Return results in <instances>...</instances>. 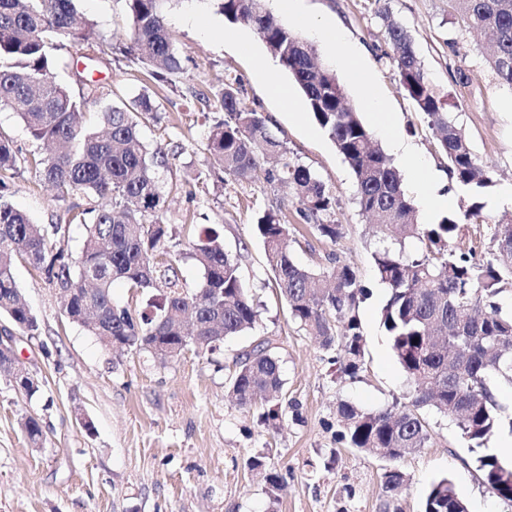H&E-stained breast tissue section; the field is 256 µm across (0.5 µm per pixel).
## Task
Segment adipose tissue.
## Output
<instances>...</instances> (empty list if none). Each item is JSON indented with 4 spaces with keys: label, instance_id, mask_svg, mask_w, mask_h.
Listing matches in <instances>:
<instances>
[{
    "label": "adipose tissue",
    "instance_id": "ef3b65f1",
    "mask_svg": "<svg viewBox=\"0 0 512 512\" xmlns=\"http://www.w3.org/2000/svg\"><path fill=\"white\" fill-rule=\"evenodd\" d=\"M313 32L328 52L340 53L343 66L349 78L356 86L364 90L363 100L367 111L372 115L376 126L390 138L395 152L407 164L413 184L426 186L427 191L423 202L425 213L429 214L441 208L446 202L445 196L438 194L436 189L432 188V173L427 166L418 160L414 147L397 138L395 125L389 113L383 108L371 84L367 69L363 66L356 53L345 52L344 46L347 38L344 32L338 27L324 23L314 25Z\"/></svg>",
    "mask_w": 512,
    "mask_h": 512
}]
</instances>
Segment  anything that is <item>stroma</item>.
<instances>
[{
  "label": "stroma",
  "instance_id": "obj_1",
  "mask_svg": "<svg viewBox=\"0 0 512 512\" xmlns=\"http://www.w3.org/2000/svg\"><path fill=\"white\" fill-rule=\"evenodd\" d=\"M197 4L201 23L196 27L182 21L185 0L166 11L184 60L178 91L147 86L142 73L118 65L112 54L68 38L60 39L52 56L59 78L75 94L86 91L78 77L83 70L111 87L117 103L149 91L159 119L141 124L142 140L179 150L172 171L161 172L160 181L165 188L174 182L180 186L170 195L166 214L180 239L160 248L174 261L182 285L195 287L202 272L188 257L187 244L202 226L215 227L225 251L238 260L258 306V321L215 351L189 349L164 363L145 351H113L66 316L44 272L16 260L15 278L40 330L33 338L17 335L15 353L40 390L27 397L0 374V512H266L265 480L247 466L259 453L267 471L284 478L280 512H379L386 461L337 443L336 407L343 400L366 408L386 406L406 394L408 382L381 322L388 290L374 272L375 241L355 203L354 176L307 106L288 111L268 92L262 73L289 87L294 81L259 34L223 21L216 0ZM269 6L306 39L312 21L344 30L361 51L384 109L435 172V186L447 194L448 209L455 212L462 194L448 161L387 56V23L400 24L411 35L432 85L455 105L473 153L493 175L485 196L487 224L465 226L454 248L468 249L476 234H488L491 222L512 218V206L500 201L512 187V89L500 85L483 39L463 25L451 0H297L291 15L282 12L278 0ZM75 7L96 22L105 43H129L124 0H75ZM213 19L219 28H210ZM228 76L242 83L241 107L266 115L270 134L335 195L336 221L343 226L337 241L320 237L298 215L288 188L229 177L216 187L197 184L198 171L208 165V128L221 118L217 112L203 113L201 99L212 96ZM5 197L46 227L70 205L26 165ZM276 206L294 226L297 262L313 268L349 265L370 290L358 310L363 359L357 378L338 377L330 352L291 321L279 297L254 228L257 216ZM259 338L271 340L284 380L281 417L272 426L261 423V406L241 407L228 396L237 355ZM30 415L42 426L38 448L22 429ZM424 416L433 433L430 446L397 463L408 478L398 495L402 512H420L431 483L444 475L469 512H512L483 483L474 452L450 420L431 410Z\"/></svg>",
  "mask_w": 512,
  "mask_h": 512
}]
</instances>
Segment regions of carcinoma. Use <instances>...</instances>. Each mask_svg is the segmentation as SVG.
Instances as JSON below:
<instances>
[{
  "instance_id": "carcinoma-1",
  "label": "carcinoma",
  "mask_w": 512,
  "mask_h": 512,
  "mask_svg": "<svg viewBox=\"0 0 512 512\" xmlns=\"http://www.w3.org/2000/svg\"><path fill=\"white\" fill-rule=\"evenodd\" d=\"M125 2L132 31L120 53L127 65L145 69L158 84L176 87L183 65L164 15L171 0ZM452 2L465 26L491 35V68L499 83L512 89V0ZM220 10L228 23L254 28L293 77L316 122L352 169L355 201L379 239L374 268L390 289L382 322L407 376L410 401L395 400L376 410L340 403L336 441L395 462L429 446L432 431L422 410L432 409L451 419L471 450H479L475 465L480 478L512 505V463L483 448L494 432L505 426L512 431V414H506L495 394L498 387L512 388V305L503 303V296L512 292V221L494 225L492 249L482 261L471 251L449 248L464 225L485 223L484 195L492 178L474 155L456 114L430 84L410 35L388 23V57L466 198V205L437 224L418 222L399 170L373 141L359 113L347 106L339 78L317 63L310 43L281 24L266 0H220ZM59 36L91 46L101 40L92 22L77 20L74 0H0V109L15 112L34 141L61 146L55 153L34 152L26 159L41 182L60 198L82 195L95 203L70 205L57 224L60 234L71 224L85 228L82 255L72 263L64 261L63 250H54L41 225L0 199V315L22 334L39 335L14 275L13 259L20 256L44 271L55 288L71 289L59 298L76 323L99 338L114 339L123 350L153 355L167 346L212 352L216 344L253 329L257 306L242 282L238 259L224 251L215 228H203L189 246V257L203 270L191 290L183 287L174 265L157 254V245L168 236L167 197L157 172L171 170L175 152L152 148L140 138L139 120L158 119L150 96L143 93L130 103L114 104L112 88L93 84L90 92L107 105L97 113L103 131L87 127L84 97H76L56 77L51 49ZM241 92L240 80L227 77L217 95L224 119L210 127L207 137L213 164L239 181L261 174L268 183L292 185L300 215L320 236L336 241L343 225L336 223L335 195L268 134L266 116L240 109ZM269 156L278 158L279 166L266 167ZM17 172L12 141L0 135V189ZM256 232L291 320L318 337L323 349L335 352L340 376L356 377L363 356L358 307L367 294L356 272L348 265L321 270L295 262L290 224L275 211L258 219ZM412 239L424 243L422 252L407 253ZM117 280L159 291L150 302L156 314L114 302L112 284ZM282 389L279 361L268 339L238 356L229 392L239 405L260 398L266 406L264 421H276ZM22 428L32 445L41 444L36 418H26ZM264 478L274 509L283 477L269 472ZM405 482L397 467L383 473L380 512H400L397 496ZM422 512L468 508L452 480L442 476L432 483Z\"/></svg>"
}]
</instances>
